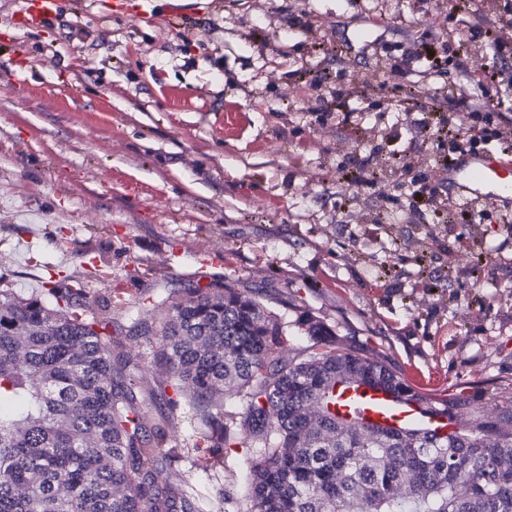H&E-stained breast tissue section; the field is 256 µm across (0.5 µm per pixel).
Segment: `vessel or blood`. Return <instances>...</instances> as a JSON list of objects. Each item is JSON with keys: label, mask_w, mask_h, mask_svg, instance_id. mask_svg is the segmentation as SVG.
Returning a JSON list of instances; mask_svg holds the SVG:
<instances>
[{"label": "vessel or blood", "mask_w": 512, "mask_h": 512, "mask_svg": "<svg viewBox=\"0 0 512 512\" xmlns=\"http://www.w3.org/2000/svg\"><path fill=\"white\" fill-rule=\"evenodd\" d=\"M113 13L132 14L151 22L156 18L154 0H109ZM59 0H27L17 23L22 27H36L55 16ZM448 192L468 203H477L494 195L512 199V159L496 151H481L457 157L448 166ZM363 419L372 420L381 427L396 430L417 419H425L431 429L448 434L452 427L442 417H422L419 407L400 403L383 393L367 391L359 398Z\"/></svg>", "instance_id": "b4317fda"}]
</instances>
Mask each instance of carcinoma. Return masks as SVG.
<instances>
[{
  "mask_svg": "<svg viewBox=\"0 0 512 512\" xmlns=\"http://www.w3.org/2000/svg\"><path fill=\"white\" fill-rule=\"evenodd\" d=\"M120 329L112 304L88 288L0 289V402H13L0 410V512H202L199 496L158 480L180 459L166 446L178 406L169 388L207 427L209 447H229L236 424L259 449L247 512H512V468L499 466L512 457V392L492 421L465 392L422 394L317 323L300 358L286 359L275 314L198 280L168 297L158 323L131 321L128 334L145 337L168 370L154 388L123 359ZM363 385L415 399L456 428L353 436L336 422L359 418L345 394ZM227 397L236 411L224 410ZM316 402L323 416L311 427L304 409Z\"/></svg>",
  "mask_w": 512,
  "mask_h": 512,
  "instance_id": "obj_1",
  "label": "carcinoma"
}]
</instances>
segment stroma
<instances>
[{
    "instance_id": "stroma-1",
    "label": "stroma",
    "mask_w": 512,
    "mask_h": 512,
    "mask_svg": "<svg viewBox=\"0 0 512 512\" xmlns=\"http://www.w3.org/2000/svg\"><path fill=\"white\" fill-rule=\"evenodd\" d=\"M102 2L23 28L0 0V286L73 276L120 298L126 327L181 283L229 284L287 335L314 317L418 390L492 409L512 387V203L452 198L461 224L416 202L444 192L452 152L418 123L447 110L460 65L502 62L472 55V29L497 23L484 0H177L178 31ZM445 32V69L410 58ZM311 80L344 90L343 111ZM361 155L362 181L345 180ZM103 264L111 278H89ZM188 413L168 443L189 457L160 480L203 492V512L219 497L246 512L255 450L189 448Z\"/></svg>"
}]
</instances>
